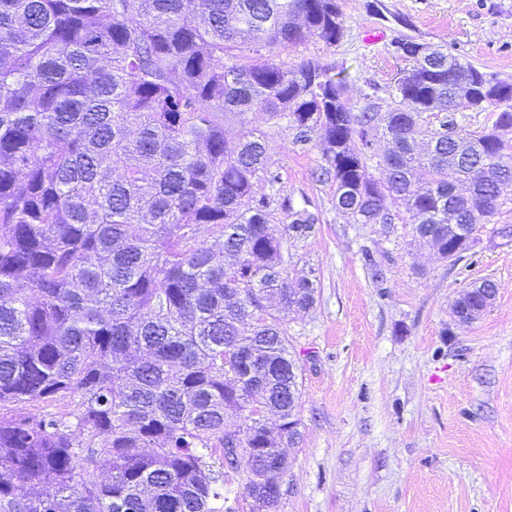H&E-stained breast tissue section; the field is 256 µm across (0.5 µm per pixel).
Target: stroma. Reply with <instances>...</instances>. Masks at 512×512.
<instances>
[{
	"instance_id": "35a3bbf8",
	"label": "stroma",
	"mask_w": 512,
	"mask_h": 512,
	"mask_svg": "<svg viewBox=\"0 0 512 512\" xmlns=\"http://www.w3.org/2000/svg\"><path fill=\"white\" fill-rule=\"evenodd\" d=\"M344 35L336 45L309 36L282 53L319 59L346 77L360 110L369 86L387 108L407 63L394 38L448 45L482 71L512 81V0H337ZM269 134L279 195L305 205L319 232L285 240L291 278L315 276L312 308L289 311L288 337L304 369L302 434L290 449L277 512H512V243L483 225L474 252L458 262L415 239L407 215L383 236L349 224L334 186L313 171L320 142L299 147L263 112L246 116ZM381 262L376 284L363 257ZM492 280L497 293L477 320L453 315L467 287Z\"/></svg>"
}]
</instances>
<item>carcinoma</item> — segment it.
<instances>
[{"instance_id":"obj_1","label":"carcinoma","mask_w":512,"mask_h":512,"mask_svg":"<svg viewBox=\"0 0 512 512\" xmlns=\"http://www.w3.org/2000/svg\"><path fill=\"white\" fill-rule=\"evenodd\" d=\"M343 31L336 0H0V512H227L229 456L288 470L285 314L317 286L288 279L281 246L318 217L288 201L269 223L281 175L246 114L319 138L336 211L386 237L397 204L458 261L448 209L476 233L508 204L512 84L428 45L387 111L355 112L345 78L273 56ZM465 109L492 125L462 132ZM39 401L75 409L4 411Z\"/></svg>"}]
</instances>
